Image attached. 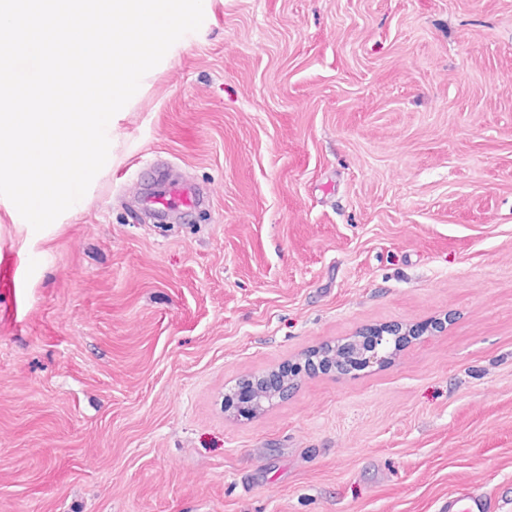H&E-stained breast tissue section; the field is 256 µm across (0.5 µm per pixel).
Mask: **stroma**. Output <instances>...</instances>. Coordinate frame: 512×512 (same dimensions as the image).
Returning <instances> with one entry per match:
<instances>
[{
    "mask_svg": "<svg viewBox=\"0 0 512 512\" xmlns=\"http://www.w3.org/2000/svg\"><path fill=\"white\" fill-rule=\"evenodd\" d=\"M108 137L57 227L0 196V512H512V0H207ZM168 193L177 194L182 199L184 205L189 208L200 206L205 201V196L202 192L188 186L175 177L169 181ZM372 332L377 336L370 337L368 341V344L371 345L370 350L360 360L359 367H369L372 364L382 363L386 359L385 351L387 347L391 346L394 335L405 336L409 340L412 336H416L419 331L411 328L403 330L402 327H393L375 329ZM252 382V379H245L234 390L233 395L229 396L226 399L225 408L227 411H232L239 416H246L250 414V403L247 401L250 398V391L248 388L250 387L249 383ZM491 500L467 488L448 492V512H494Z\"/></svg>",
    "mask_w": 512,
    "mask_h": 512,
    "instance_id": "1",
    "label": "stroma"
}]
</instances>
